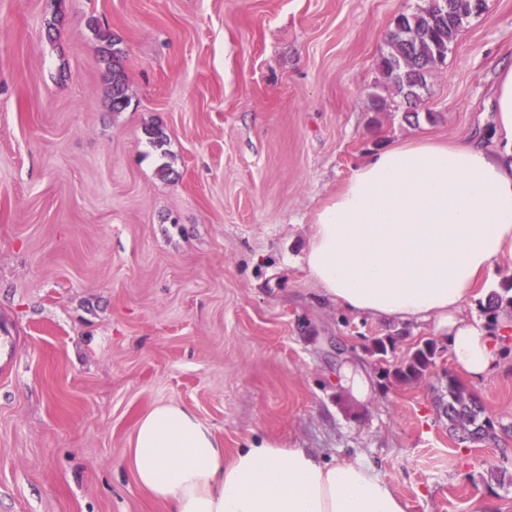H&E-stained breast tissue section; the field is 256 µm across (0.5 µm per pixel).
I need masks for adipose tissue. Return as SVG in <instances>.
<instances>
[{"mask_svg": "<svg viewBox=\"0 0 512 512\" xmlns=\"http://www.w3.org/2000/svg\"><path fill=\"white\" fill-rule=\"evenodd\" d=\"M492 144H393L355 168L312 216L300 258L330 302L358 316L433 323L455 364L480 380L498 334L461 310L512 248V65L499 70ZM128 463L167 512H406L375 468L262 442L225 456L212 427L175 403L138 421Z\"/></svg>", "mask_w": 512, "mask_h": 512, "instance_id": "obj_1", "label": "adipose tissue"}]
</instances>
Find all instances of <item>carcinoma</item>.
<instances>
[{
	"label": "carcinoma",
	"mask_w": 512,
	"mask_h": 512,
	"mask_svg": "<svg viewBox=\"0 0 512 512\" xmlns=\"http://www.w3.org/2000/svg\"><path fill=\"white\" fill-rule=\"evenodd\" d=\"M483 7L484 0H425L414 12L395 19L386 50L378 60V69L396 96L411 107L420 102L427 75L446 63L460 32ZM90 28L102 43V58L112 74V109L120 112L127 103L121 51L115 48L110 34L96 23H90ZM482 309L492 323L499 315L511 313L512 284L500 292H491ZM438 355L437 344L424 341L394 371L395 378L402 382L421 379L436 366ZM446 389L448 430L473 444L497 441L495 422L486 415L481 400L452 375L448 376Z\"/></svg>",
	"instance_id": "carcinoma-1"
}]
</instances>
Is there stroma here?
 <instances>
[{"label":"stroma","mask_w":512,"mask_h":512,"mask_svg":"<svg viewBox=\"0 0 512 512\" xmlns=\"http://www.w3.org/2000/svg\"><path fill=\"white\" fill-rule=\"evenodd\" d=\"M421 3L0 0V320L17 336L0 512H166L126 455L139 418L170 402L228 456L310 448L371 464L407 512H512V484L487 479L512 475V437L464 443L443 415L452 372L512 427V336L472 380L433 326L325 302L297 263L315 210L370 155L491 128L512 0H486L411 115L377 62ZM91 19L124 53V111ZM428 339L436 367L398 381ZM347 364L370 379L365 403L340 384Z\"/></svg>","instance_id":"1"}]
</instances>
